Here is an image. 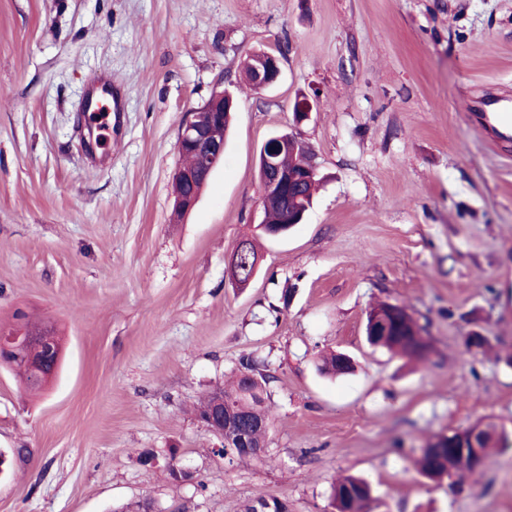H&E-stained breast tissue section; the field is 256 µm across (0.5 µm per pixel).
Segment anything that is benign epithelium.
<instances>
[{
    "label": "benign epithelium",
    "mask_w": 512,
    "mask_h": 512,
    "mask_svg": "<svg viewBox=\"0 0 512 512\" xmlns=\"http://www.w3.org/2000/svg\"><path fill=\"white\" fill-rule=\"evenodd\" d=\"M282 77L279 58L270 52L257 56L253 70V85L258 90L275 86ZM232 96L216 92L208 102L198 110L189 113L178 130L177 149H189L195 156V163L190 167H179L175 181L186 190L175 195L172 218H183L196 206L199 195L196 186L209 179L211 174L222 164L224 157V107H233ZM302 145L295 133L279 132L270 136L262 145L258 168L263 174L261 195H282L297 180L295 174L282 169L276 158L288 149H298ZM259 259L254 257L248 246L241 243L232 253L228 263V275L236 283L245 279L252 281L257 274ZM61 343L53 334H27L15 331L0 334V365L11 366L16 361L26 365L32 380L47 386L55 376L53 363L60 360ZM224 393L217 394L208 415L200 418L206 429L220 440L219 453H229L240 459L261 457L266 446L255 445L250 436V426L232 423L224 419ZM470 434L460 433L456 439H448V452L467 451L479 453L475 436L483 429V423L471 426Z\"/></svg>",
    "instance_id": "benign-epithelium-1"
}]
</instances>
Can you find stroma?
<instances>
[{"label": "stroma", "mask_w": 512, "mask_h": 512, "mask_svg": "<svg viewBox=\"0 0 512 512\" xmlns=\"http://www.w3.org/2000/svg\"><path fill=\"white\" fill-rule=\"evenodd\" d=\"M260 51L283 68L263 91L239 73ZM94 71L121 99L91 160ZM224 88V163L172 222L179 124ZM484 99L512 106V0H0V329L23 312L63 348L37 394L0 366V512H334L348 474L369 512H512V446L475 477L413 466L436 435L512 433V142L476 122ZM293 129L321 186L272 239L258 155ZM247 238L260 268L240 288L227 261ZM379 302L413 315L426 363L367 344ZM332 350L353 373L318 371ZM246 357L271 377L272 428L232 461L194 408Z\"/></svg>", "instance_id": "obj_1"}]
</instances>
